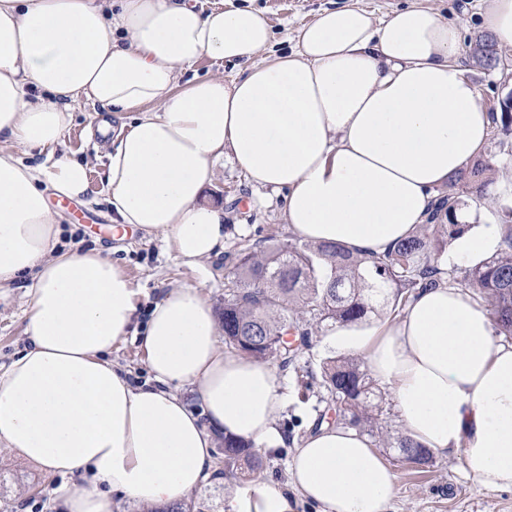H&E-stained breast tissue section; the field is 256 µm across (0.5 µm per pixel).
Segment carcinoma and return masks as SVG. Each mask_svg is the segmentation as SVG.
Instances as JSON below:
<instances>
[{
    "label": "carcinoma",
    "instance_id": "1",
    "mask_svg": "<svg viewBox=\"0 0 512 512\" xmlns=\"http://www.w3.org/2000/svg\"><path fill=\"white\" fill-rule=\"evenodd\" d=\"M480 65L494 71L500 57L494 38L485 34L476 43ZM496 147L512 156V104L500 102ZM491 165L479 162L448 184V195L432 205L426 223L415 234L380 256L360 257L339 243L312 245L297 237L273 246L246 245L224 255L231 270L224 281L221 327L224 349L280 367L295 365L311 347L313 333L358 323L376 311L381 301L392 300V309L404 308L418 290L435 283L443 273L438 259L448 240L467 225L456 221L463 202L458 183L481 197L491 183ZM501 248L490 260L460 269L452 278L487 303L496 335L512 337V206L502 210ZM322 387L336 404V423L368 428L369 435L383 430L380 415L383 394L368 374L363 360L330 357L321 362ZM386 448H396L407 459L424 464L432 452L404 434L388 436ZM219 474L234 479L245 468L259 476L266 458L247 442L224 436L218 449ZM220 487L204 490L200 502L190 500L145 512H214L211 502Z\"/></svg>",
    "mask_w": 512,
    "mask_h": 512
}]
</instances>
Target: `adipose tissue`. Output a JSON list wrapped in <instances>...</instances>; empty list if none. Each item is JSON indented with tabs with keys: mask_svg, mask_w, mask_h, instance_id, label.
Returning <instances> with one entry per match:
<instances>
[{
	"mask_svg": "<svg viewBox=\"0 0 512 512\" xmlns=\"http://www.w3.org/2000/svg\"><path fill=\"white\" fill-rule=\"evenodd\" d=\"M264 10L203 12L188 0H0V288L27 284L26 343L0 368V447L75 477L63 512H113L124 499L159 512L210 483L219 435L278 451L287 405L269 364L224 349L201 287L162 291L139 337L150 378L132 385L110 354L137 291L110 253L61 243L50 198L82 200L87 165L64 153L77 108L95 109L94 144L116 224L197 268L229 235L203 202L215 161L285 192L302 240L384 253L424 223L437 191L486 149L492 122L458 54L460 31L425 0L378 16L352 0L303 23L275 53ZM210 58L231 79L180 82ZM37 151L42 162L25 163ZM500 244L471 228L455 257ZM390 387L404 434L462 454L486 490L512 489V343L493 340L486 307L440 277L400 316L337 328ZM196 391L200 410L181 394ZM398 476L354 429L322 423L295 448L285 482L231 490L224 512H388Z\"/></svg>",
	"mask_w": 512,
	"mask_h": 512,
	"instance_id": "1",
	"label": "adipose tissue"
}]
</instances>
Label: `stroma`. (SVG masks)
<instances>
[{
    "label": "stroma",
    "instance_id": "stroma-1",
    "mask_svg": "<svg viewBox=\"0 0 512 512\" xmlns=\"http://www.w3.org/2000/svg\"><path fill=\"white\" fill-rule=\"evenodd\" d=\"M351 0H252L253 7L265 10L275 32L274 46L285 50L293 45L297 28L323 9L350 4ZM448 21L461 29L460 53L474 81L482 103L489 111L499 109V101L512 91V48H500L504 70L494 73L483 69L473 56V48L484 29L481 13L484 0H430ZM87 112L74 114V123L67 138L68 153L89 167V200L82 204L64 206L55 201L64 218L63 237L76 236L91 246L111 250L112 259L139 289L138 311L146 313L162 289L191 285L203 286L215 310L224 306L223 255L206 261L204 269L180 265L167 255L158 242L140 232H114L110 209L106 202L104 152L94 150L86 133ZM488 154L497 173L482 197L464 196V208L471 225L497 224L501 210L512 205V158L499 154L495 145H488ZM218 180L207 189L208 200L222 204L229 213L230 233L224 242L225 252L241 244L258 242L271 244L287 239L290 229L284 219L283 193L252 186L245 175L229 159L217 163ZM26 296L21 288L0 289V364H6L24 344ZM278 383L288 395V406L279 420L285 435V445L268 458L262 480L284 482L287 465L297 441L312 431L319 420H333V405L320 383L311 390L297 384L294 369H276ZM399 480V494L389 512H512V490L487 491L478 488L464 475L462 455L434 456L425 465L400 458L395 449L381 451ZM0 464L16 477L31 483V490L22 501L0 503V512H49L55 489L63 484L60 475H52L14 455L10 449L0 450Z\"/></svg>",
    "mask_w": 512,
    "mask_h": 512
}]
</instances>
